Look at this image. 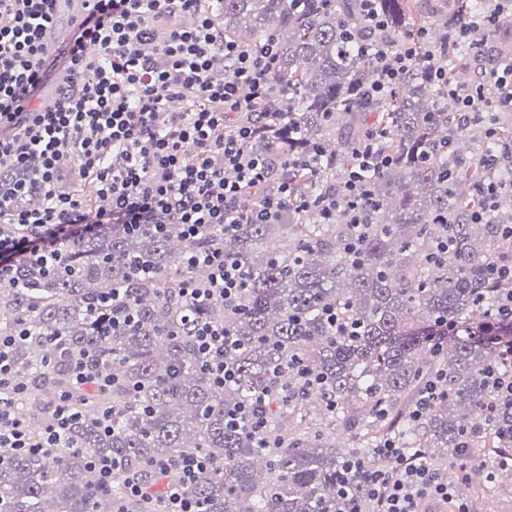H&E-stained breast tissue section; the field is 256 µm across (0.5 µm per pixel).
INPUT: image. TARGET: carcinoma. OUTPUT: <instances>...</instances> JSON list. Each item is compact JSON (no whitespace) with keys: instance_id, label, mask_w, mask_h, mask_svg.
<instances>
[{"instance_id":"obj_1","label":"carcinoma","mask_w":512,"mask_h":512,"mask_svg":"<svg viewBox=\"0 0 512 512\" xmlns=\"http://www.w3.org/2000/svg\"><path fill=\"white\" fill-rule=\"evenodd\" d=\"M495 0H378L387 20L370 32L361 0H220L213 4L224 39L253 52L269 43L278 55L270 74L272 117H259L246 150L267 160V188L288 183L297 198L336 195L358 162L366 137L389 156L367 173L371 223L360 230L350 209L323 218L318 207L288 206L269 224L251 209L231 234L203 228L190 238L166 215L163 233L127 234L114 227L69 241L68 267L44 276L20 268L26 286L0 288V335L19 331L12 350L20 414L46 423L57 399L70 397L80 415L71 448L0 456V512H157L154 498L122 501L124 480L146 473L154 458L200 452L213 466L190 489L204 512H371L368 472L373 448L392 437L443 476L457 470L468 491L489 459L512 450V404L487 410L490 342L471 335L430 346L434 322L489 319L512 298V277L493 266L512 255V207L496 204L481 224L489 183H512V119L486 96L475 112H457L432 78L484 86L483 72L512 62V12L492 28L476 22ZM466 38L453 49L456 31ZM424 40L408 72L383 98L364 91L375 79L359 47L378 37ZM470 141L475 159L461 153ZM310 158L305 168L297 160ZM31 176L0 171L8 190ZM453 228L455 243H436ZM361 237L357 254L348 244ZM213 246L237 258L248 288L237 303H191L184 278L207 275L182 267L183 256ZM151 269L146 275L135 264ZM117 288L120 299L91 311ZM340 318L342 327L328 320ZM224 327L236 340L225 359L233 381L214 386L195 346V326ZM357 327L351 334L347 326ZM109 386L80 385L73 366ZM318 377L307 386L297 372ZM441 378L443 395L416 423L410 412L426 381ZM288 389L268 410L276 448H257L245 429L224 426V413L262 390ZM340 434L346 444L328 440ZM122 458L126 469L101 479L96 457Z\"/></svg>"}]
</instances>
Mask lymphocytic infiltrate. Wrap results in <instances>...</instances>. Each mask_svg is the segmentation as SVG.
Instances as JSON below:
<instances>
[{"instance_id": "1", "label": "lymphocytic infiltrate", "mask_w": 512, "mask_h": 512, "mask_svg": "<svg viewBox=\"0 0 512 512\" xmlns=\"http://www.w3.org/2000/svg\"><path fill=\"white\" fill-rule=\"evenodd\" d=\"M53 2L0 0V167L31 172L43 195L38 206L14 207L0 194V286H17L23 264L56 273L65 264V242L75 236L112 227L136 233L164 215L189 237L206 226L229 234L243 208H250L254 223L267 224L293 203L284 183L263 203L249 206L248 193L265 183L267 164L246 152L254 127L238 120L266 107L275 45L257 55L225 40L212 0H94L63 57L61 99L49 108L35 103L34 91L43 77L42 34L52 21ZM376 2L363 0L368 29L381 35L368 50L376 70L367 90L372 99L399 82L418 47L383 38L387 22ZM183 16L193 17V24H180ZM386 161L366 141L358 167L335 197L322 200V214L343 199L353 223L366 224L367 173ZM183 265L209 271L204 287L184 283L186 300L230 303L245 286L239 263L221 249L192 252ZM496 316L498 360L487 378L497 400L512 402L511 298L498 302ZM195 341L211 382L221 387L232 381L236 373L224 359L225 348L234 344L229 333L204 323ZM274 399V393H256L227 413L226 425L260 432L258 447H272L262 432ZM75 417L69 399L61 398L35 442L15 399L0 396V447L19 453L68 447ZM374 453L390 462L369 475L375 512H418L424 499L470 512L447 483L393 440ZM209 466L199 453L150 461L153 472L172 478L161 498L163 512H202L189 489Z\"/></svg>"}]
</instances>
